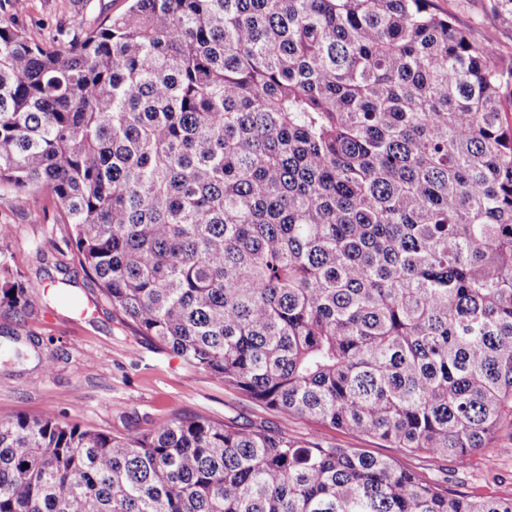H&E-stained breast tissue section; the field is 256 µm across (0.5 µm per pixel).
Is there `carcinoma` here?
Returning a JSON list of instances; mask_svg holds the SVG:
<instances>
[{
  "label": "carcinoma",
  "mask_w": 512,
  "mask_h": 512,
  "mask_svg": "<svg viewBox=\"0 0 512 512\" xmlns=\"http://www.w3.org/2000/svg\"><path fill=\"white\" fill-rule=\"evenodd\" d=\"M431 0L0 18V185L136 331L274 411L460 467L512 428V59ZM512 25V0H487ZM30 287L0 266V305ZM0 512H512L392 459L175 416L0 419Z\"/></svg>",
  "instance_id": "obj_1"
}]
</instances>
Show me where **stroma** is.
<instances>
[{"mask_svg":"<svg viewBox=\"0 0 512 512\" xmlns=\"http://www.w3.org/2000/svg\"><path fill=\"white\" fill-rule=\"evenodd\" d=\"M472 38L493 35L501 56L512 55V28L485 8V0H432ZM128 0H26L13 21L38 43L58 32L74 34L104 16L123 13ZM0 265L33 285L32 305L18 313L0 306V347L19 342L25 356L0 357V418L40 415L53 408L64 422L126 434L143 433L174 415H202L216 422L272 428L306 440L358 448L396 460L430 482H447L467 494L512 497V454L486 449L460 467L449 459L388 448L382 442L330 427L314 428L260 405L194 369L169 349L138 335L112 308L101 286L80 265L70 226L51 195L39 198L0 188ZM51 371H44V362Z\"/></svg>","mask_w":512,"mask_h":512,"instance_id":"stroma-1","label":"stroma"}]
</instances>
